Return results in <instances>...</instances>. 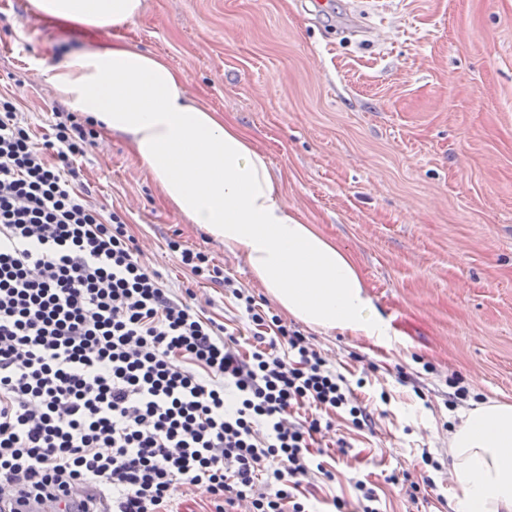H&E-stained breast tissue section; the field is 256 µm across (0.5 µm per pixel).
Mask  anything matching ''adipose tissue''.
Listing matches in <instances>:
<instances>
[{
    "mask_svg": "<svg viewBox=\"0 0 512 512\" xmlns=\"http://www.w3.org/2000/svg\"><path fill=\"white\" fill-rule=\"evenodd\" d=\"M36 18L79 26L102 44L67 53L46 70L56 95L102 132L125 138L162 203L244 258L289 316L381 345L390 326L346 249L296 215L265 152L236 122L190 95L163 58L113 39L143 0H28ZM448 453L457 512H512V404L463 411Z\"/></svg>",
    "mask_w": 512,
    "mask_h": 512,
    "instance_id": "1",
    "label": "adipose tissue"
}]
</instances>
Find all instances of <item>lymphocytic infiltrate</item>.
I'll return each instance as SVG.
<instances>
[{"instance_id":"lymphocytic-infiltrate-1","label":"lymphocytic infiltrate","mask_w":512,"mask_h":512,"mask_svg":"<svg viewBox=\"0 0 512 512\" xmlns=\"http://www.w3.org/2000/svg\"><path fill=\"white\" fill-rule=\"evenodd\" d=\"M54 115L37 138L0 94V512H179L193 487L213 512H311L312 477L336 479L309 447L325 415L371 414L298 328L176 241L241 302L250 351L172 294L80 181L93 131Z\"/></svg>"}]
</instances>
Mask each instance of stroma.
<instances>
[{"mask_svg":"<svg viewBox=\"0 0 512 512\" xmlns=\"http://www.w3.org/2000/svg\"><path fill=\"white\" fill-rule=\"evenodd\" d=\"M143 2L118 37L182 71L267 152L289 207L352 254L391 326L387 347L304 331L376 422L358 430L335 415L332 436L313 442L338 472L319 512L354 501L358 480L381 512H456L458 410L512 402V0ZM26 4L0 0V92L21 95L45 133L57 96L44 66L94 38ZM97 142L82 180L123 215L165 286L194 289L195 309L218 323L240 320L235 299L194 282L168 243L205 252L264 297L244 259L164 207L123 139ZM453 377L467 398L454 399ZM403 472L433 480L417 502L388 481Z\"/></svg>","mask_w":512,"mask_h":512,"instance_id":"35a3bbf8","label":"stroma"}]
</instances>
